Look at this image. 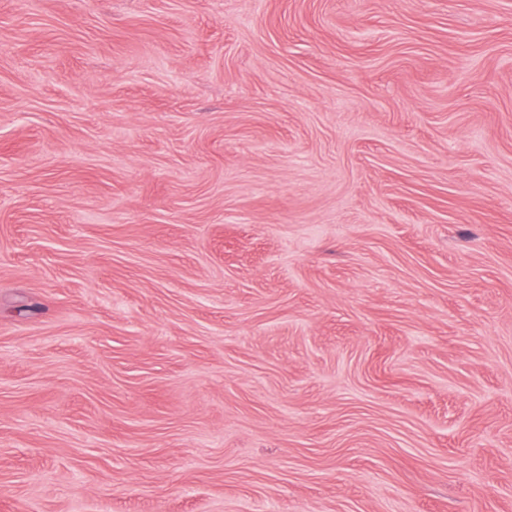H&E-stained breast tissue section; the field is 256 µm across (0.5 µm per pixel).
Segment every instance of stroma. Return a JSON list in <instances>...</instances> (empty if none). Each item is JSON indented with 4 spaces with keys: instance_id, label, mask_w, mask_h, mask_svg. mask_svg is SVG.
<instances>
[{
    "instance_id": "1",
    "label": "stroma",
    "mask_w": 512,
    "mask_h": 512,
    "mask_svg": "<svg viewBox=\"0 0 512 512\" xmlns=\"http://www.w3.org/2000/svg\"><path fill=\"white\" fill-rule=\"evenodd\" d=\"M0 512H512V0H0Z\"/></svg>"
}]
</instances>
